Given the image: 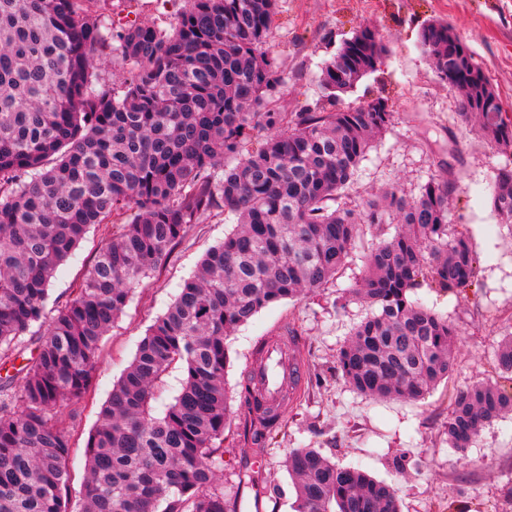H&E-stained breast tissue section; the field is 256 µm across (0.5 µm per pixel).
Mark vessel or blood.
I'll return each instance as SVG.
<instances>
[{
    "label": "vessel or blood",
    "mask_w": 512,
    "mask_h": 512,
    "mask_svg": "<svg viewBox=\"0 0 512 512\" xmlns=\"http://www.w3.org/2000/svg\"><path fill=\"white\" fill-rule=\"evenodd\" d=\"M247 379L259 394L264 410L275 416L288 389L301 386L304 372L290 360L284 342L278 341L268 346L264 363L251 365Z\"/></svg>",
    "instance_id": "1"
}]
</instances>
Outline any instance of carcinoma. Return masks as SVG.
Masks as SVG:
<instances>
[{
  "label": "carcinoma",
  "mask_w": 512,
  "mask_h": 512,
  "mask_svg": "<svg viewBox=\"0 0 512 512\" xmlns=\"http://www.w3.org/2000/svg\"><path fill=\"white\" fill-rule=\"evenodd\" d=\"M168 29L116 30L112 0H0V359L31 334L34 354L0 382V512H68L70 422L101 342L142 278L213 212L235 219L176 300L140 340L86 444L81 512H235L215 485L230 425L227 340L261 310L326 286L362 224L394 234L365 258L352 294L371 309L339 350L336 370L375 399L419 401L454 366L456 326L411 292L473 285L468 239L448 235L446 176L416 195L396 186L350 207L345 193L394 113L387 99L336 100L380 70L390 49L364 27L322 68L320 99L285 112L277 58L265 49L277 0H186ZM419 40L437 77L456 88L460 120L512 153V113L477 112L471 72L448 46V23ZM492 210L512 227V166L498 169ZM112 238L72 296L45 319L48 286L93 225ZM39 330H33L34 325ZM181 365L162 415L155 391ZM512 380V339L495 354ZM512 413V390L456 392L444 426L462 452ZM252 443L285 430L261 417ZM294 512H400L394 488L315 448L287 459Z\"/></svg>",
  "instance_id": "obj_1"
}]
</instances>
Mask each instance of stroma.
<instances>
[{
	"label": "stroma",
	"instance_id": "1",
	"mask_svg": "<svg viewBox=\"0 0 512 512\" xmlns=\"http://www.w3.org/2000/svg\"><path fill=\"white\" fill-rule=\"evenodd\" d=\"M185 6V0H117L112 24L118 29L138 22L163 28ZM431 20L447 21L455 29L512 113V0H279L268 46L287 81L285 106L299 112L319 98L322 68L360 26L376 27L388 42L390 53L381 70L362 78L339 101L344 107L384 96L394 114L360 163L347 202L358 203L390 184L415 194L432 176L451 172L458 189L450 198L449 231L466 235L478 255L477 285L464 295L440 294L426 286L416 295L457 326L454 368L447 381L416 402L371 399L353 391L337 372L339 349L369 313L349 290L361 276L365 254L394 232L389 224L363 226L336 280L300 301L262 310L229 339L225 382L231 422L224 432L218 484L225 498L236 502L237 512H246L240 492L251 481L270 490L262 512H293L295 490L286 460L303 447L319 449L340 466L363 467L391 484L402 512H512V417L486 427L462 455L449 447L443 433L451 395L478 382H497L495 352L512 335V230L500 224L490 205L495 174L512 165V154L492 149L460 121L456 91L439 80L419 45V31ZM232 228L231 221L216 214L188 230L160 268L135 287L104 337L88 394L79 403L58 406V413L71 419L70 512L81 507L85 442L113 383L204 253ZM111 235L110 228L91 227L75 258L52 278L48 307L71 296L86 261ZM287 329L298 336L297 357L308 374H320L321 382L304 384L288 397L282 407L284 434L249 470L245 460L251 447L240 434L247 410L238 390L257 340ZM401 452L416 462L404 474L392 465Z\"/></svg>",
	"mask_w": 512,
	"mask_h": 512
}]
</instances>
